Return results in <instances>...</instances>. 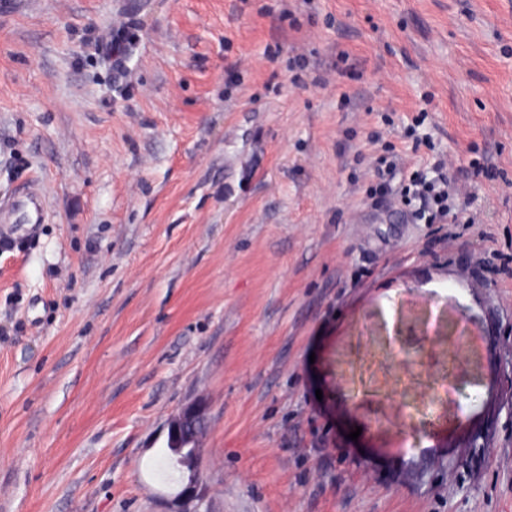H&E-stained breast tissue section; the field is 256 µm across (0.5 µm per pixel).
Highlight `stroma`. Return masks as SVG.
Returning <instances> with one entry per match:
<instances>
[{
  "instance_id": "1",
  "label": "stroma",
  "mask_w": 512,
  "mask_h": 512,
  "mask_svg": "<svg viewBox=\"0 0 512 512\" xmlns=\"http://www.w3.org/2000/svg\"><path fill=\"white\" fill-rule=\"evenodd\" d=\"M385 155L448 158L473 223L374 205ZM33 184L0 512H164L197 398L215 512H512V0H0V199ZM392 341L397 347L398 353L404 357L407 365L417 367L420 370L419 373L423 374L432 385H434V381L439 378L447 379L448 377V380L456 383H463L466 380L467 371L458 363L445 366L442 373L435 371L424 344L414 346L398 331L395 332ZM426 358L428 360H426ZM207 419V406L201 400H193L173 415L167 424L168 444L183 448V443L191 439L188 429L197 421Z\"/></svg>"
}]
</instances>
